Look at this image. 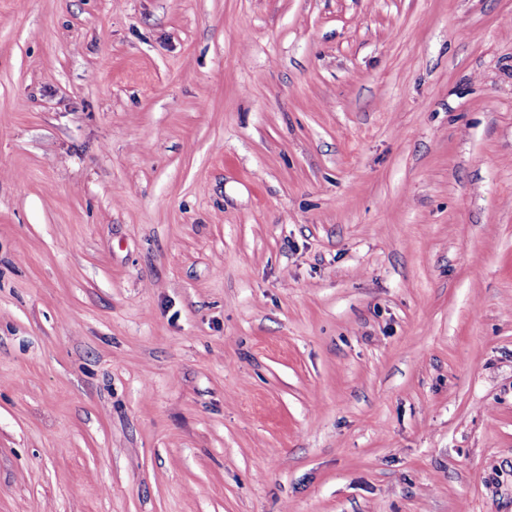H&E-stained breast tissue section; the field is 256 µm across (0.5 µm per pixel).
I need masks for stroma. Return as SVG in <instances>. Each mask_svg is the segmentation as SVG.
Returning <instances> with one entry per match:
<instances>
[{"mask_svg":"<svg viewBox=\"0 0 512 512\" xmlns=\"http://www.w3.org/2000/svg\"><path fill=\"white\" fill-rule=\"evenodd\" d=\"M0 512H512V0H0Z\"/></svg>","mask_w":512,"mask_h":512,"instance_id":"stroma-1","label":"stroma"}]
</instances>
